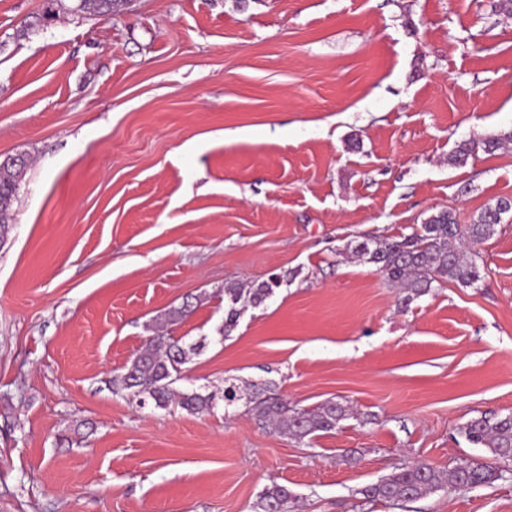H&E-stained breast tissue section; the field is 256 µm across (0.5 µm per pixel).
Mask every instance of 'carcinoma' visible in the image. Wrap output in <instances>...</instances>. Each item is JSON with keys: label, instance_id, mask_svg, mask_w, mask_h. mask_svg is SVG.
<instances>
[{"label": "carcinoma", "instance_id": "1", "mask_svg": "<svg viewBox=\"0 0 512 512\" xmlns=\"http://www.w3.org/2000/svg\"><path fill=\"white\" fill-rule=\"evenodd\" d=\"M121 3L122 0H77L72 10L110 19ZM507 141H512V134L487 138L480 143L461 141L453 151V161L463 164L476 149L494 152ZM26 167L27 160L23 156L0 161V245L10 232L12 205ZM510 209L511 203L500 200L482 211L471 224H460L453 212L440 211L409 234L369 236L358 243L353 252L364 262L375 265L376 271L388 282L417 296L428 293L435 282L453 281L467 286L479 278L478 255L472 246L493 235L501 214ZM279 286L278 275L256 286H226L224 336L235 329L243 311L263 304ZM194 311L193 303L186 300L161 314L164 329L148 337L126 366L125 373L112 380L114 393L129 396L139 404L150 401L160 409L174 403L189 414L211 410L212 395L175 388V384L184 379L186 364L191 356L200 352V347L187 345L182 338L172 336L167 326L183 322ZM224 400L229 405L243 402L264 428L299 442L330 433L351 417L348 407L336 401H327L307 411L295 409L267 383L261 386L230 384L224 387ZM460 433L471 444L488 449L495 457L512 458V413L473 418L460 428ZM500 477L498 470L476 460L448 469L417 462L398 468L357 493L368 501H414L445 488L464 491L489 485ZM294 499L288 487L274 483L264 489L259 509L261 512H290Z\"/></svg>", "mask_w": 512, "mask_h": 512}]
</instances>
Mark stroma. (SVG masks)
<instances>
[{
	"label": "stroma",
	"mask_w": 512,
	"mask_h": 512,
	"mask_svg": "<svg viewBox=\"0 0 512 512\" xmlns=\"http://www.w3.org/2000/svg\"><path fill=\"white\" fill-rule=\"evenodd\" d=\"M0 0V512H512V460L460 434L512 413V210L479 279L422 296L351 258L432 214L512 200V17L498 0H124L112 19ZM281 285L223 336L224 286ZM178 386L273 383L355 416L305 442L241 405L138 406L111 380L183 299ZM478 459L502 479L415 501L362 487ZM512 141V134L505 136L504 138L493 137L482 140L481 143L475 142L473 140H464L456 144V147L453 151V161L455 164H463L466 162L468 157L472 155L476 149L482 148L487 152H494L498 150L503 142ZM27 165V160L23 156L0 161V246L5 243L10 232L13 219L12 205ZM294 499L295 496L288 487L274 483L264 489L260 496L259 509L262 512H290L289 504Z\"/></svg>",
	"instance_id": "obj_1"
}]
</instances>
